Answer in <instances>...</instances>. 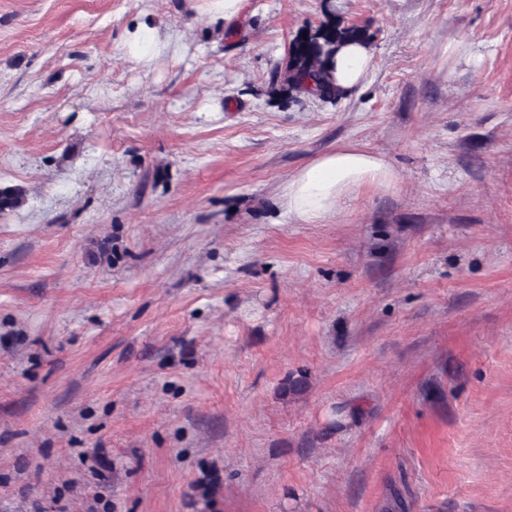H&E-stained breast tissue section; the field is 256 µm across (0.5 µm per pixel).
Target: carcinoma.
<instances>
[{"label":"carcinoma","mask_w":512,"mask_h":512,"mask_svg":"<svg viewBox=\"0 0 512 512\" xmlns=\"http://www.w3.org/2000/svg\"><path fill=\"white\" fill-rule=\"evenodd\" d=\"M325 20L307 31V37L294 38L288 47L283 71L273 77V85L297 95H312L333 102L342 94L336 87L332 67L337 49L348 41H366L365 33L356 26L336 24V6L323 0ZM24 194L18 188H0V214L19 208Z\"/></svg>","instance_id":"1"}]
</instances>
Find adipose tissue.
<instances>
[{
  "label": "adipose tissue",
  "instance_id": "1",
  "mask_svg": "<svg viewBox=\"0 0 512 512\" xmlns=\"http://www.w3.org/2000/svg\"><path fill=\"white\" fill-rule=\"evenodd\" d=\"M370 60L367 44L344 45L336 55V85L347 90L363 85ZM395 179L382 157L357 145L342 144L296 170L284 185L281 199L289 216L303 224H317L349 196L365 188L390 186Z\"/></svg>",
  "mask_w": 512,
  "mask_h": 512
}]
</instances>
